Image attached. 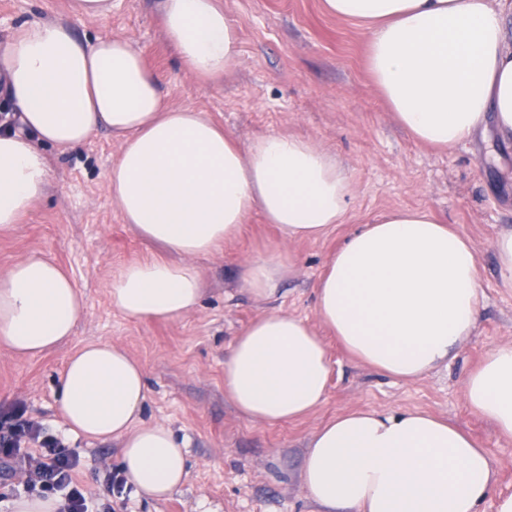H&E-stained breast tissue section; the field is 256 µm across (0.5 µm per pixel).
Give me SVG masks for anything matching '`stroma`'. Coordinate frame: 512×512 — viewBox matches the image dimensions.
<instances>
[{
	"label": "stroma",
	"mask_w": 512,
	"mask_h": 512,
	"mask_svg": "<svg viewBox=\"0 0 512 512\" xmlns=\"http://www.w3.org/2000/svg\"><path fill=\"white\" fill-rule=\"evenodd\" d=\"M238 29L239 59L211 83L186 71L167 43L159 0H114L107 22L78 25L79 34L108 33L130 41L161 78L176 107L190 106L240 145L262 134L296 136L336 154L353 196L344 221L317 239L289 240L257 213L235 240L195 258L206 290L194 312L170 321L135 320L114 309L108 282L124 265L161 257L125 224L106 191L118 146L107 133L69 148L45 146L50 185L13 229L0 232V272L27 256L53 258L85 297L74 335L39 356L21 359L0 345V426L15 408L44 435L60 439L78 460L75 477L89 512H316L300 480L312 433L354 409H411L448 418L477 438L498 467L496 493L512 494V443L500 440L467 403L464 380L494 347L512 343V288L502 287L495 239L512 228V143L492 131L465 146L437 150L417 143L394 120L367 67L368 31L325 12L323 0H222ZM70 0H0V40L25 21L67 19ZM397 209L431 213L466 236L477 254L482 319L457 357L425 377L401 381L349 356L315 313L323 266L346 237ZM293 258L276 298L244 288L242 262ZM304 318L325 343L333 373L324 403L295 421L265 424L242 416L224 395V356L239 331L276 312ZM90 341L124 347L143 366L146 423L169 426L187 443L186 484L167 501L146 503L114 492L119 445L68 431L57 383L71 353Z\"/></svg>",
	"instance_id": "1"
}]
</instances>
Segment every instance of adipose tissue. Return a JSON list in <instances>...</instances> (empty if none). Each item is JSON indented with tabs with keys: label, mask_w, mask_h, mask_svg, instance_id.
Segmentation results:
<instances>
[{
	"label": "adipose tissue",
	"mask_w": 512,
	"mask_h": 512,
	"mask_svg": "<svg viewBox=\"0 0 512 512\" xmlns=\"http://www.w3.org/2000/svg\"><path fill=\"white\" fill-rule=\"evenodd\" d=\"M328 13L367 26L368 67L396 121L423 144L448 148L493 124L512 138V0H324ZM166 41L183 66L222 80L239 58L220 0H160ZM67 21H32L0 41V94L19 126L0 130V231L45 193L43 148L108 132L119 146L106 181L125 223L166 255L127 264L109 282L113 308L174 320L197 309L193 265L260 213L289 238L316 239L343 219L353 194L336 156L313 141L266 134L240 146L193 107L167 104L142 53L76 25L108 20L112 0H71ZM290 267L253 259L242 282L275 296ZM470 242L422 210H398L352 232L315 289L320 322L358 361L404 380L456 358L481 319ZM85 301L53 259L30 255L0 273V343L20 357L66 343ZM332 371L308 322L285 312L243 329L224 357V394L248 419L278 424L315 412ZM60 411L77 433L120 445L137 497L160 501L189 475L174 432L143 419L142 366L110 342H90L59 377ZM468 404L512 439V344L490 350L465 381ZM320 512H482L497 469L447 419L419 410H352L311 436L301 468Z\"/></svg>",
	"instance_id": "adipose-tissue-1"
}]
</instances>
